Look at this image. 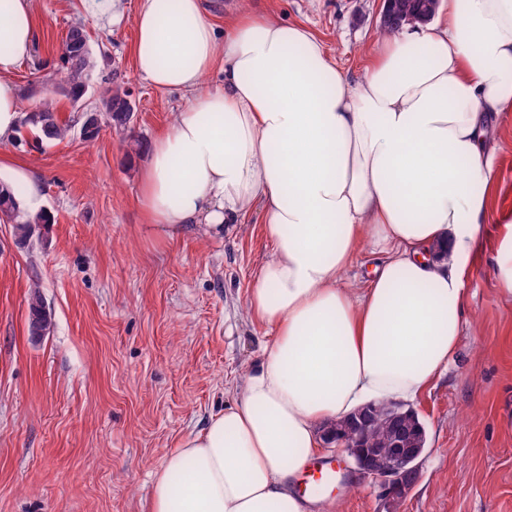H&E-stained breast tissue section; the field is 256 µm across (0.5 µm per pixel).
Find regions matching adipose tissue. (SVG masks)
<instances>
[{
  "label": "adipose tissue",
  "instance_id": "ef3b65f1",
  "mask_svg": "<svg viewBox=\"0 0 512 512\" xmlns=\"http://www.w3.org/2000/svg\"><path fill=\"white\" fill-rule=\"evenodd\" d=\"M438 12L381 34L353 79L304 26L139 0L136 69L187 99L147 146L142 224L220 236L256 209L272 245L247 308L273 340L166 456L149 512H309L292 481L320 425L415 400L454 359L498 181L491 127L512 113V0ZM35 34L33 0H0V138L19 126L14 74ZM367 244L376 263L352 283Z\"/></svg>",
  "mask_w": 512,
  "mask_h": 512
}]
</instances>
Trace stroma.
<instances>
[{
	"label": "stroma",
	"instance_id": "1",
	"mask_svg": "<svg viewBox=\"0 0 512 512\" xmlns=\"http://www.w3.org/2000/svg\"><path fill=\"white\" fill-rule=\"evenodd\" d=\"M311 29L349 76L380 33L382 0H253ZM138 0L110 25L81 0H35L37 43L15 73L24 112L53 96L61 141L30 131L0 139L24 163L52 217L46 239L17 244L0 223V512H144L166 453L232 402L271 331L247 310L271 252L258 213L223 236H148L136 203L146 146L185 99L153 88L133 57ZM83 25L98 68L82 103L101 108L129 88L130 132L80 136V114L51 74L71 25ZM499 182L481 256L467 282L459 348L413 403L427 431L417 483L401 512H512V298L497 256L511 228L512 118L494 131ZM52 311L49 335L28 332L32 280ZM327 512H386L378 480L350 471Z\"/></svg>",
	"mask_w": 512,
	"mask_h": 512
}]
</instances>
